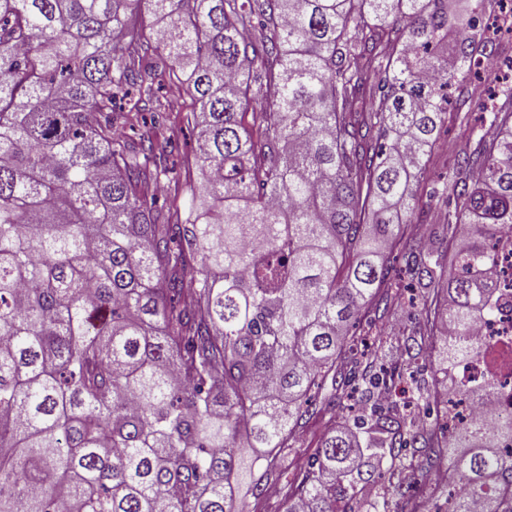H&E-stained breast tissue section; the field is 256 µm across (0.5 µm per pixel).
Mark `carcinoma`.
I'll list each match as a JSON object with an SVG mask.
<instances>
[{"instance_id": "cac0c4a2", "label": "carcinoma", "mask_w": 512, "mask_h": 512, "mask_svg": "<svg viewBox=\"0 0 512 512\" xmlns=\"http://www.w3.org/2000/svg\"><path fill=\"white\" fill-rule=\"evenodd\" d=\"M0 0V512H239L279 480L309 393L331 379L350 329L387 313L388 262L408 253L420 337L452 406L484 407L489 382L457 380L477 323L498 311L490 246L512 229V82L489 78L488 130L430 177L448 89L480 73L497 37L485 0ZM152 18L143 21V14ZM169 77L199 105L204 176L162 211L175 181L154 131L113 127L167 107ZM264 105L250 109L251 100ZM454 200L414 237L423 197ZM512 368V340L491 352ZM361 401L395 378L366 364ZM326 435L283 512H339L364 457L407 445L452 479L445 512H512V409L411 441L397 409ZM370 504L421 512L428 470H387Z\"/></svg>"}]
</instances>
